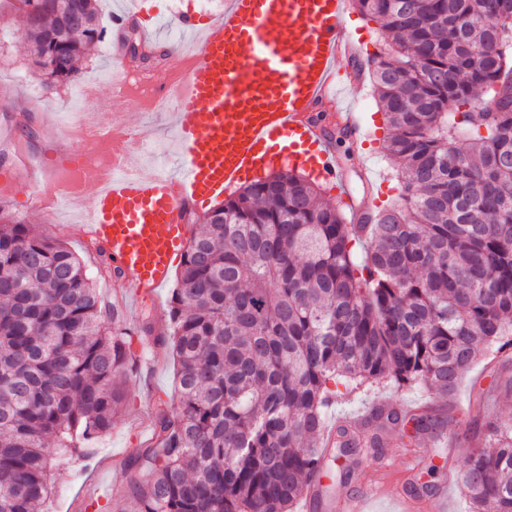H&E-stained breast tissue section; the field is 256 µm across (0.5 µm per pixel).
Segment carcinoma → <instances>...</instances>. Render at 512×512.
Here are the masks:
<instances>
[{"label":"carcinoma","mask_w":512,"mask_h":512,"mask_svg":"<svg viewBox=\"0 0 512 512\" xmlns=\"http://www.w3.org/2000/svg\"><path fill=\"white\" fill-rule=\"evenodd\" d=\"M47 2L17 0L21 37L47 82H65L103 28L96 0H80V25ZM351 4L392 36L371 63L399 202L350 224L286 170L205 213L168 324L137 330L174 354L178 407L155 410L127 462L130 498L84 508L294 512L329 466L316 441L341 390L419 385L449 402L482 350L512 347V0ZM123 44L154 57L134 30ZM480 92L492 112L473 111ZM96 252L98 275L120 276ZM131 347L121 302L0 207V512H37L54 461L112 429ZM489 439L460 486L469 512H512V425Z\"/></svg>","instance_id":"carcinoma-1"}]
</instances>
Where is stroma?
<instances>
[{
	"mask_svg": "<svg viewBox=\"0 0 512 512\" xmlns=\"http://www.w3.org/2000/svg\"><path fill=\"white\" fill-rule=\"evenodd\" d=\"M227 0H97L99 18L107 34L83 58L73 81L47 85L33 63L27 43L17 37L21 18L12 0H0V27L13 35L0 43V153H7L8 162L0 164V206L28 224L37 225L46 236L63 242L88 269H95L98 256L93 238L80 229L94 218L95 182H86L81 201L73 213L63 207L50 206L39 200L40 176L31 164L46 160L48 166L66 163L69 155L92 151V144L74 143L62 138L61 115L79 111L87 89H95L98 97H112L124 71L130 68L124 50L111 30L112 17L130 14L135 28L156 48V59L148 68L156 84L167 81L170 72L181 63V56L190 36L178 26L181 16L195 14L214 20L224 13ZM354 108L370 133L366 153L370 164L388 172L386 147L392 134L374 94L372 81H364L354 91ZM128 126L147 125L149 132L164 140L163 164L179 170L184 166L182 149L176 137L171 113H156L153 123H146L141 109L129 106L124 114ZM136 362L125 379L127 406L120 414L124 429H111L91 444L86 458L62 457L56 465L62 478L56 483L45 512H81L91 498H121L128 490L132 473L127 460L152 438V416L158 402L177 404L176 364L171 353L158 348L135 346ZM387 400L394 407L432 402V394L420 386L395 387L376 385L342 395L327 409L326 424L357 414L366 406ZM454 407L468 411V434H461L455 419L441 415L428 430L415 431L411 421L381 428L372 418L359 426L360 436L379 435L381 445L366 449L365 460L346 457L347 465L356 467V482L335 484L329 493L327 512H343V500L352 494L366 492L382 471L396 474L391 496L375 502L376 512H393L394 498L407 495L414 488L433 489L447 482L449 472H461L470 451L471 441H485L489 423L512 424V353L492 354L478 360L462 379ZM437 474H430V467Z\"/></svg>",
	"mask_w": 512,
	"mask_h": 512,
	"instance_id": "35a3bbf8",
	"label": "stroma"
}]
</instances>
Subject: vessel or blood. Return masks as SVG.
<instances>
[{
	"label": "vessel or blood",
	"mask_w": 512,
	"mask_h": 512,
	"mask_svg": "<svg viewBox=\"0 0 512 512\" xmlns=\"http://www.w3.org/2000/svg\"><path fill=\"white\" fill-rule=\"evenodd\" d=\"M180 26L201 33L198 62L174 113L184 181L174 187L170 176L118 158L86 228L110 250L133 300L162 288L185 255L187 205L205 206L280 159L335 184L341 205L350 206L327 133L312 116L317 105L333 103L337 123L354 141L366 139L350 99L355 72L339 65L361 59L347 0H229L220 19L189 15ZM245 45L251 55L241 54Z\"/></svg>",
	"instance_id": "1"
}]
</instances>
